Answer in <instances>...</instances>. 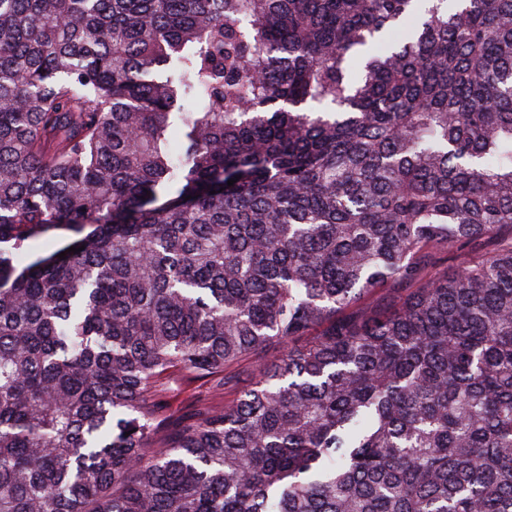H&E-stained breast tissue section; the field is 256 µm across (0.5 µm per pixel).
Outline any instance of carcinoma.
Masks as SVG:
<instances>
[{"mask_svg":"<svg viewBox=\"0 0 512 512\" xmlns=\"http://www.w3.org/2000/svg\"><path fill=\"white\" fill-rule=\"evenodd\" d=\"M1 242L0 512H512V0H0ZM88 231L89 229H87L83 234H77L71 229L60 227L50 231L44 236H40L31 240L21 257L24 263H29L40 258L48 257L72 241L80 238ZM250 361L242 364L238 375L235 378L236 384L232 388H226L224 393L222 391L212 388L209 384L195 383L191 386L185 387L178 394L170 397L169 403L175 415L185 413H194L204 407L214 405L221 401L230 402L236 392L248 387L251 383V378L248 375V366Z\"/></svg>","mask_w":512,"mask_h":512,"instance_id":"carcinoma-1","label":"carcinoma"}]
</instances>
